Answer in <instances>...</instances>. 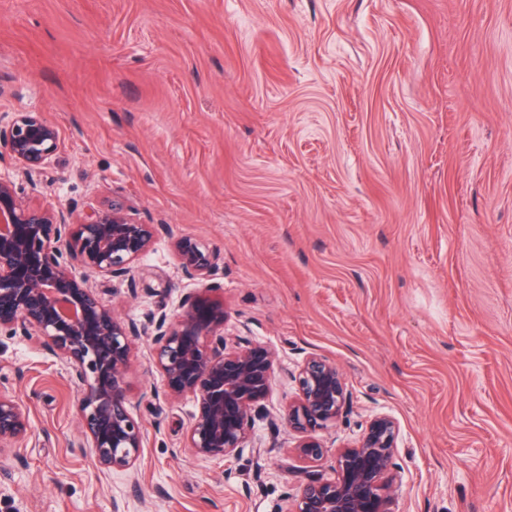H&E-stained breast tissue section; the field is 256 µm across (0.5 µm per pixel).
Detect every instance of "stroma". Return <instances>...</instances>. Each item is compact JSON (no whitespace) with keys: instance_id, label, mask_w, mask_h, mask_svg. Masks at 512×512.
Listing matches in <instances>:
<instances>
[{"instance_id":"stroma-1","label":"stroma","mask_w":512,"mask_h":512,"mask_svg":"<svg viewBox=\"0 0 512 512\" xmlns=\"http://www.w3.org/2000/svg\"><path fill=\"white\" fill-rule=\"evenodd\" d=\"M24 111L59 131L26 200L156 228L130 279L90 278L117 316L179 312L188 238L228 346L275 361L254 448L204 460L192 398L134 337L144 448L112 474L75 449L61 361L0 336L29 420L0 450V512H286L379 413L395 512H512V0H0V114ZM312 354L349 399L307 463L276 415ZM175 247L183 274L195 286L191 290L202 288L205 292L216 291L217 286L209 283L214 269L211 253L191 239H181Z\"/></svg>"}]
</instances>
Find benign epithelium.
Returning a JSON list of instances; mask_svg holds the SVG:
<instances>
[{"label": "benign epithelium", "mask_w": 512, "mask_h": 512, "mask_svg": "<svg viewBox=\"0 0 512 512\" xmlns=\"http://www.w3.org/2000/svg\"><path fill=\"white\" fill-rule=\"evenodd\" d=\"M59 145L57 128L39 112L0 115V154L14 169L0 173V334L35 336L66 366L79 392L83 433L79 444L102 471L136 468L144 432L126 395L132 337H151L150 361L166 391L194 402L185 447L205 460L234 455L253 442V417L267 414L274 355L248 343L228 347L224 307L209 296L211 253L190 239L176 242L180 268L193 282L176 315L152 313L137 323L117 318L89 274L112 279L131 275L149 251L152 224L129 220L123 207L91 210L79 219L21 196L19 178L32 180ZM295 399L279 419L297 436L294 451L319 460L325 446L316 432L343 416L344 379L335 365L308 356L292 375ZM28 415L19 400L0 393V449L27 435ZM399 429L394 419H370L359 439L336 453L337 477H311L291 512H393V456Z\"/></svg>", "instance_id": "7a95c632"}]
</instances>
